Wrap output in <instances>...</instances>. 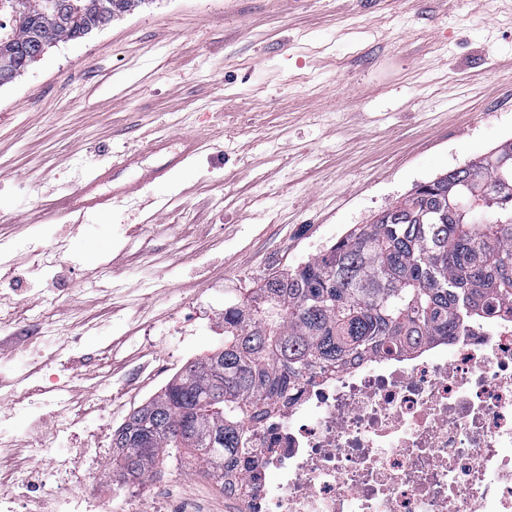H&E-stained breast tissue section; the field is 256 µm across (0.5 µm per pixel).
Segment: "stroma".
I'll list each match as a JSON object with an SVG mask.
<instances>
[{"label": "stroma", "instance_id": "1", "mask_svg": "<svg viewBox=\"0 0 512 512\" xmlns=\"http://www.w3.org/2000/svg\"><path fill=\"white\" fill-rule=\"evenodd\" d=\"M220 139L156 194L75 226L26 224L46 195L155 138ZM512 140V0H149L62 42L0 87V389L75 419L80 456L187 363L224 344V306L329 248L415 185ZM52 262L34 271L37 247ZM34 313L67 323L44 345ZM0 471L28 457L21 415ZM96 498L227 512L210 478L169 464L155 484Z\"/></svg>", "mask_w": 512, "mask_h": 512}]
</instances>
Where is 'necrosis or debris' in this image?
<instances>
[{"label":"necrosis or debris","mask_w":512,"mask_h":512,"mask_svg":"<svg viewBox=\"0 0 512 512\" xmlns=\"http://www.w3.org/2000/svg\"><path fill=\"white\" fill-rule=\"evenodd\" d=\"M273 444L240 512H512V324L470 325L441 347L375 354L305 385L261 427ZM52 474L0 475V512L54 496L98 512L89 471L36 439Z\"/></svg>","instance_id":"obj_1"}]
</instances>
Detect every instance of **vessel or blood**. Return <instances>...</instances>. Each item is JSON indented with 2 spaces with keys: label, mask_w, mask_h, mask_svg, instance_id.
Instances as JSON below:
<instances>
[{
  "label": "vessel or blood",
  "mask_w": 512,
  "mask_h": 512,
  "mask_svg": "<svg viewBox=\"0 0 512 512\" xmlns=\"http://www.w3.org/2000/svg\"><path fill=\"white\" fill-rule=\"evenodd\" d=\"M181 140L182 150L170 154L163 164L155 167L136 168L137 156L131 153L121 162L96 168L54 199L38 203L26 214V222L50 223L64 220L70 224H82L88 216L110 210L127 198L152 202L153 188L166 181L171 171L185 165L204 145L203 139L193 134L182 135ZM130 168L135 169V176L126 180L120 179V172ZM104 183L112 184V191L98 193V186Z\"/></svg>",
  "instance_id": "1"
}]
</instances>
